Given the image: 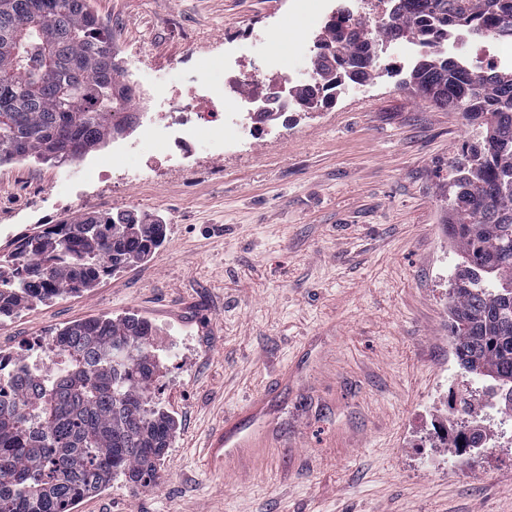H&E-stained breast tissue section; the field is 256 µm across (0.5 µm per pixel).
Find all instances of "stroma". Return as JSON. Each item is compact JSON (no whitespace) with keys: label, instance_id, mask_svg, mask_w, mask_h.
Instances as JSON below:
<instances>
[{"label":"stroma","instance_id":"obj_1","mask_svg":"<svg viewBox=\"0 0 512 512\" xmlns=\"http://www.w3.org/2000/svg\"><path fill=\"white\" fill-rule=\"evenodd\" d=\"M91 7L125 74L171 86L220 81L228 63L265 70L266 38L305 73L318 32L292 0ZM408 66L392 45L378 77L332 105L82 203L161 215L167 236L149 261L0 320V349L23 356L51 331L132 314L183 344L155 391L176 422L156 482L113 479L72 512H512L511 443L489 435L449 472L416 454L448 400V164L476 129L412 94ZM75 195L60 164L0 171V255L39 232L27 216ZM283 376L269 438L210 472L225 416Z\"/></svg>","mask_w":512,"mask_h":512}]
</instances>
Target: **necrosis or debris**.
I'll use <instances>...</instances> for the list:
<instances>
[{
  "mask_svg": "<svg viewBox=\"0 0 512 512\" xmlns=\"http://www.w3.org/2000/svg\"><path fill=\"white\" fill-rule=\"evenodd\" d=\"M435 49L461 58L471 68L512 70V39L508 37H473L459 32L436 44ZM242 83V78L231 75L224 82L202 89L155 85L154 97L163 103V111L140 113L134 125V140L118 136L109 153L82 156L76 167L82 184L100 190L126 180L128 173L122 161L133 152L138 155L140 167L151 171L163 160L190 165L205 153L220 155L227 148L243 144L247 140L246 121L265 108L266 102L242 96ZM500 410L496 390H486L476 400L468 392L449 388L448 412L432 422L436 440L447 446L449 453H426L424 468L458 465L468 439L459 428L460 421L470 420L512 436V419L502 417Z\"/></svg>",
  "mask_w": 512,
  "mask_h": 512,
  "instance_id": "necrosis-or-debris-1",
  "label": "necrosis or debris"
}]
</instances>
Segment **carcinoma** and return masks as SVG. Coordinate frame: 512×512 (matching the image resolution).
<instances>
[{
    "label": "carcinoma",
    "instance_id": "obj_1",
    "mask_svg": "<svg viewBox=\"0 0 512 512\" xmlns=\"http://www.w3.org/2000/svg\"><path fill=\"white\" fill-rule=\"evenodd\" d=\"M393 2L386 38L431 47L450 30L512 35V0ZM349 26L340 18L317 36L310 85L322 96L312 108L331 104L339 82L373 75L378 44ZM406 87L481 129L450 162L460 262L449 310L458 364L506 391L512 414V72L466 71L429 51ZM135 109L90 0H0V161L71 162L128 127ZM166 230L158 217L102 212L23 238L0 260V319L150 258ZM57 335L59 370L44 378L17 359L12 398L0 400V512H63L115 474L149 484L171 445L174 422L153 402L160 364L146 321L103 319Z\"/></svg>",
    "mask_w": 512,
    "mask_h": 512
}]
</instances>
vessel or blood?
Listing matches in <instances>:
<instances>
[{
    "instance_id": "1",
    "label": "vessel or blood",
    "mask_w": 512,
    "mask_h": 512,
    "mask_svg": "<svg viewBox=\"0 0 512 512\" xmlns=\"http://www.w3.org/2000/svg\"><path fill=\"white\" fill-rule=\"evenodd\" d=\"M268 408L267 395L257 396L243 409V425H236L232 421L225 424L223 431L214 438L209 448L210 471H223L226 457L248 454L259 444L264 434L270 433L271 427L265 420Z\"/></svg>"
}]
</instances>
